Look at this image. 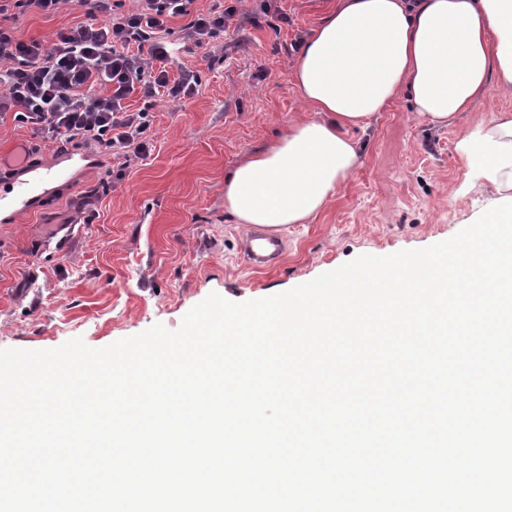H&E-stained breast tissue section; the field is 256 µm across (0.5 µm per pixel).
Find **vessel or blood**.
I'll return each mask as SVG.
<instances>
[{
  "instance_id": "vessel-or-blood-1",
  "label": "vessel or blood",
  "mask_w": 512,
  "mask_h": 512,
  "mask_svg": "<svg viewBox=\"0 0 512 512\" xmlns=\"http://www.w3.org/2000/svg\"><path fill=\"white\" fill-rule=\"evenodd\" d=\"M75 165L72 154H58L54 162L33 166L26 179L11 182L0 190V214L7 220L30 211L49 185L69 181ZM286 249V238L263 227H252L242 246L243 258L251 268H267L276 263Z\"/></svg>"
}]
</instances>
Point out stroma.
<instances>
[{"label":"stroma","instance_id":"stroma-1","mask_svg":"<svg viewBox=\"0 0 512 512\" xmlns=\"http://www.w3.org/2000/svg\"><path fill=\"white\" fill-rule=\"evenodd\" d=\"M239 0L224 35V61L211 66L182 37V18L164 36L173 66L196 70L200 85L183 103L158 101L153 151L129 156L123 179L96 164L78 168L14 223H0V349H52L80 337L101 348L154 324L174 330L209 294L262 299L305 284L354 258L421 249L472 224L488 197L461 193L463 133L512 96L489 95L444 129L419 125L407 98L395 99L362 133L361 166L309 224H290L278 265L250 269L239 259L249 227L224 206V177L288 124L312 117L295 84L291 42L307 37L337 0ZM280 12V13H281ZM63 6L18 16L19 38L47 41L84 21ZM50 162L55 150L12 117L0 120V184L17 151ZM110 183L93 223L76 211L81 192Z\"/></svg>","mask_w":512,"mask_h":512}]
</instances>
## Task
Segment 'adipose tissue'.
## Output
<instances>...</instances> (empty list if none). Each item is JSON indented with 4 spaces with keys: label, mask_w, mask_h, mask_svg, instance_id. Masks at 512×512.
Listing matches in <instances>:
<instances>
[{
    "label": "adipose tissue",
    "mask_w": 512,
    "mask_h": 512,
    "mask_svg": "<svg viewBox=\"0 0 512 512\" xmlns=\"http://www.w3.org/2000/svg\"><path fill=\"white\" fill-rule=\"evenodd\" d=\"M294 79L315 115L225 178L237 223L315 217L359 166L358 132L399 95L430 128L490 93L512 95V0H340L302 44Z\"/></svg>",
    "instance_id": "ef3b65f1"
}]
</instances>
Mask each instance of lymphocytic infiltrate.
Listing matches in <instances>:
<instances>
[{"label":"lymphocytic infiltrate","mask_w":512,"mask_h":512,"mask_svg":"<svg viewBox=\"0 0 512 512\" xmlns=\"http://www.w3.org/2000/svg\"><path fill=\"white\" fill-rule=\"evenodd\" d=\"M193 2L136 0L124 12L120 0H80L85 21L46 43L20 40L0 27V117L13 114L60 152L85 146L109 159L130 150L148 157L156 100L182 102L200 82L188 68L170 77L160 32L169 19L183 18L184 40L208 49L237 14L222 0L196 13ZM136 92L144 106L132 111L125 101Z\"/></svg>","instance_id":"obj_1"}]
</instances>
